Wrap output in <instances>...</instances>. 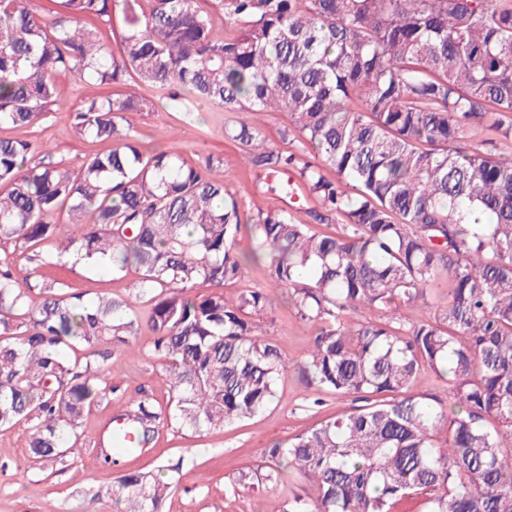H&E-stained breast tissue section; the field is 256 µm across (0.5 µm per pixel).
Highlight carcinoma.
I'll list each match as a JSON object with an SVG mask.
<instances>
[{
	"label": "carcinoma",
	"mask_w": 512,
	"mask_h": 512,
	"mask_svg": "<svg viewBox=\"0 0 512 512\" xmlns=\"http://www.w3.org/2000/svg\"><path fill=\"white\" fill-rule=\"evenodd\" d=\"M48 2L45 19L29 0H0V125L38 124L62 99L65 73L132 79L139 91L75 110L77 136L109 143L75 171L29 165L39 141L0 139V242L36 261L53 237L59 259L138 273L170 397L165 407L131 400L130 447H147L164 422L220 428L278 401L288 366L249 319L268 293L222 292L263 265L315 328L297 364L305 387L358 406L270 443L235 484L269 491L294 469L314 487L267 512H398L415 498L425 512H512V0ZM116 17L117 55L98 32ZM218 18L238 34L216 38ZM156 99L178 112L202 101L288 113L291 152L252 123L224 129L280 205L244 210L215 177L220 156L193 164L146 148L125 114ZM479 128L499 142L466 147ZM298 193L342 231L296 223ZM63 210L68 224L56 222ZM243 232L247 254L236 248ZM441 277L448 299L432 304L427 286ZM365 308L377 318L360 319ZM406 308L420 318L405 320ZM136 321L127 299L86 302L0 255V432L22 427L33 458L62 460L83 412L112 398L108 354L66 353L127 346ZM424 371L446 381L448 402L414 390ZM176 486L172 469L124 473L112 507L159 512Z\"/></svg>",
	"instance_id": "cac0c4a2"
}]
</instances>
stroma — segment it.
I'll return each mask as SVG.
<instances>
[{
  "instance_id": "1",
  "label": "stroma",
  "mask_w": 512,
  "mask_h": 512,
  "mask_svg": "<svg viewBox=\"0 0 512 512\" xmlns=\"http://www.w3.org/2000/svg\"><path fill=\"white\" fill-rule=\"evenodd\" d=\"M66 90L63 100L52 105L40 126L0 127V138H36L51 145V160H62L79 168L86 156L100 146L79 139L72 128V115L82 100L110 94L111 89L89 79L61 76ZM236 112H219L199 104L191 117L157 103L143 112L127 113L126 118L142 140L153 147H177L182 157L194 163L209 154L222 156L223 167L216 175L237 190L245 210L253 212L272 206L271 194L258 190L257 175L240 163V149L225 140V124L242 118ZM256 124L271 145L292 149V141L281 140L280 129L289 124L284 112H251L244 116ZM46 264L39 268L45 278L64 284L66 290L94 299L102 293L116 298L133 295L136 272L113 278L101 265L68 263L54 265L55 246L46 243ZM147 304H139L138 321L130 337L138 349L136 356L122 351L121 344L109 343L111 354L107 377L114 393L110 402L85 413L81 429L84 445L80 452L46 466L36 462L27 446L23 428L0 432V512H113L111 498L105 496L115 475L145 471L169 463H179L176 489L163 501L160 512H266L269 496L285 501L294 494L310 490V482L291 472L272 491L240 489L233 481L239 471L257 467L265 447L285 441L310 428L317 421L352 410V397L323 394L324 404L315 411L308 406L306 389L294 370L312 336L310 325L302 322L288 296L273 293L271 304L253 313L259 334L275 339L289 370L277 386L280 402L264 413L230 426L194 434L171 425L159 427L149 448L121 457L118 464L101 463L96 444L109 420L124 413L130 401L143 394L159 404H167L169 386L163 368L153 352V333L145 323Z\"/></svg>"
}]
</instances>
